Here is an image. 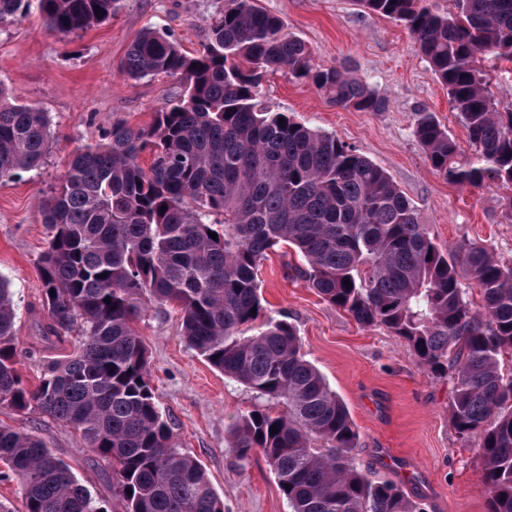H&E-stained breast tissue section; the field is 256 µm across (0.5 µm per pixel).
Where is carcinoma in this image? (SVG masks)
I'll list each match as a JSON object with an SVG mask.
<instances>
[{
    "label": "carcinoma",
    "instance_id": "carcinoma-1",
    "mask_svg": "<svg viewBox=\"0 0 512 512\" xmlns=\"http://www.w3.org/2000/svg\"><path fill=\"white\" fill-rule=\"evenodd\" d=\"M31 2L0 0V25L20 21ZM37 2L63 35L120 7ZM360 2L404 24L464 123L468 156L434 113L416 114L432 168L460 186L512 185V108L500 109L477 60L512 61V0H455L450 16L423 0ZM122 69L132 80L178 75L184 91L149 126L115 122L109 141L75 152L40 202L51 230L39 262L41 339L77 340L27 385L13 293L0 277V408L34 409L80 432L110 464L127 512H224L203 466L173 441L132 326L147 303L170 305L188 344L265 401L234 423L231 446L241 459L262 452L290 512H425L402 485L358 467L347 406L301 352L296 327L264 312L257 271L286 243L324 300L362 326L387 327L432 377L453 379L449 420L480 438L488 512H512V264L474 243L458 258L444 252L382 168L335 135L266 110L258 88L283 71L341 107L382 112L386 101L339 67H315L305 42L256 0H227L195 56L165 33L138 34ZM48 126L47 113L0 86V179L42 167ZM0 462L19 481L25 512H103L31 434L0 425Z\"/></svg>",
    "mask_w": 512,
    "mask_h": 512
}]
</instances>
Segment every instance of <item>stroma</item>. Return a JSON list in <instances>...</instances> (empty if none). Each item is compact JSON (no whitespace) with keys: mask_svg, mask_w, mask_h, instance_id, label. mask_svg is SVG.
<instances>
[{"mask_svg":"<svg viewBox=\"0 0 512 512\" xmlns=\"http://www.w3.org/2000/svg\"><path fill=\"white\" fill-rule=\"evenodd\" d=\"M225 0H121L112 20L60 35L38 8L0 26V84L13 101L47 113L52 147L41 169L0 179V276L14 291L17 367L29 385L44 367L70 354L66 343L39 339L42 307L39 259L50 237L38 202L50 194L72 153L104 142L112 125L150 124L183 87L168 75L132 80L120 63L132 39L152 29L186 53L199 51ZM312 52L314 66H342L387 102L381 112L345 109L310 82L284 72L265 76L259 97L307 127L336 135L383 168L417 208L443 251L475 242L512 264V187L448 183L413 135L418 111L433 112L461 148L467 131L404 26L369 12L358 0H259ZM297 257L270 254L258 277L264 305L296 326L302 351L347 405L360 441L356 463L379 480L403 484L426 512H487L478 437L451 426L453 382L425 373L401 338L383 326L363 327L319 297L297 269ZM148 350L151 384L175 442L199 460L224 512H289L260 451L240 460L231 447L237 418L258 406L256 394L212 368L188 345L177 310L147 305L135 322ZM0 424L37 436L70 466L105 512H126L112 490V470L69 428L28 410L0 409Z\"/></svg>","mask_w":512,"mask_h":512,"instance_id":"stroma-1","label":"stroma"}]
</instances>
